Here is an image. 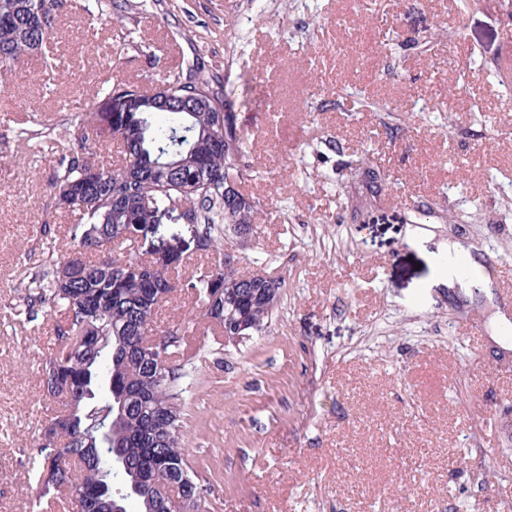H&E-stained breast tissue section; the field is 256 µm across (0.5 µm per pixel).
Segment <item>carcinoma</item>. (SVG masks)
Instances as JSON below:
<instances>
[{"label": "carcinoma", "instance_id": "carcinoma-1", "mask_svg": "<svg viewBox=\"0 0 512 512\" xmlns=\"http://www.w3.org/2000/svg\"><path fill=\"white\" fill-rule=\"evenodd\" d=\"M70 0H0V85L10 84L16 64L42 54ZM35 76L60 83L68 72L41 60ZM176 98L197 102L192 112H156L135 82L120 80L84 110L66 130L78 150L59 165L55 204L77 216L66 231L70 252L52 270L29 278V307L47 306L59 314L50 330L57 346L42 368L44 392L61 399L70 392L77 416L70 429L47 427L33 466V479L62 512H115L122 497L137 502L136 512H202L203 493L181 438L184 336L178 323L148 343L159 308L181 291L200 309V317L224 333V320L261 332L277 308L282 282L256 272L241 276L226 259L223 239L254 230L259 209L239 191L224 192V179L244 181L247 144L226 111L228 94L203 60L161 84ZM127 111L112 116V102ZM104 135L120 147L122 164L106 168L96 161ZM195 228L191 253L211 262L187 277L182 266L161 263V253L179 224ZM79 257L84 276L69 272ZM109 336L105 348L97 337ZM107 413L110 448L88 431L89 418ZM171 492L157 498L140 481L141 465ZM109 472V490L88 502L77 485Z\"/></svg>", "mask_w": 512, "mask_h": 512}]
</instances>
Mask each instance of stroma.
Returning a JSON list of instances; mask_svg holds the SVG:
<instances>
[{
    "label": "stroma",
    "instance_id": "1",
    "mask_svg": "<svg viewBox=\"0 0 512 512\" xmlns=\"http://www.w3.org/2000/svg\"><path fill=\"white\" fill-rule=\"evenodd\" d=\"M77 2L48 43L69 82L31 60L0 88V160L29 156L0 168V512L46 501L30 467L54 313L30 318L22 281L75 221L52 188L63 128L114 80L152 90L199 55L236 91L256 171V232L226 244L284 283L245 342L196 332L183 439L207 512H512V324L492 301L512 288L504 0H135L119 24L112 0Z\"/></svg>",
    "mask_w": 512,
    "mask_h": 512
}]
</instances>
